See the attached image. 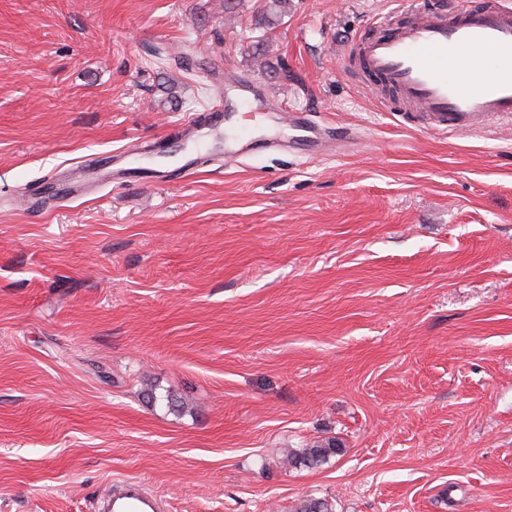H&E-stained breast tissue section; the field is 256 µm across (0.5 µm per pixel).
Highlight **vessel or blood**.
I'll return each mask as SVG.
<instances>
[{
    "mask_svg": "<svg viewBox=\"0 0 512 512\" xmlns=\"http://www.w3.org/2000/svg\"><path fill=\"white\" fill-rule=\"evenodd\" d=\"M474 60L472 72L458 69ZM363 68L395 87L424 125L449 132L477 131L492 120H512V0L488 9H441L416 18L395 33L360 46ZM224 96L204 118L187 122L193 144L184 167L195 173L203 153L235 154L222 130ZM96 512H166L167 503L143 480L123 478L99 493Z\"/></svg>",
    "mask_w": 512,
    "mask_h": 512,
    "instance_id": "1",
    "label": "vessel or blood"
}]
</instances>
